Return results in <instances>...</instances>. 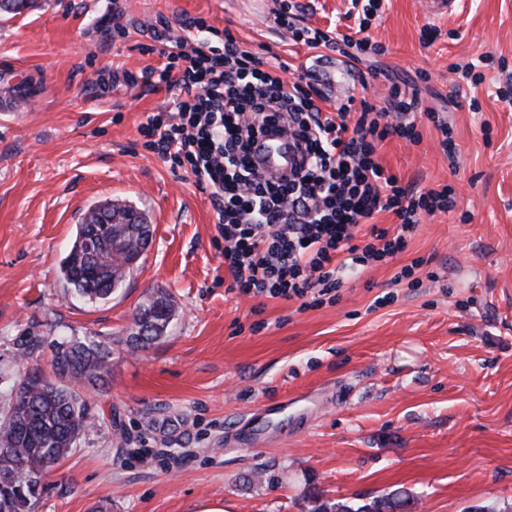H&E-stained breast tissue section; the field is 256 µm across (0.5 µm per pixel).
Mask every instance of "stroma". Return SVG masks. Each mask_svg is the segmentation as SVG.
Segmentation results:
<instances>
[{
	"instance_id": "obj_1",
	"label": "stroma",
	"mask_w": 512,
	"mask_h": 512,
	"mask_svg": "<svg viewBox=\"0 0 512 512\" xmlns=\"http://www.w3.org/2000/svg\"><path fill=\"white\" fill-rule=\"evenodd\" d=\"M300 2L303 25L346 30L350 0ZM280 5L35 0L0 17V387L49 368L52 338L112 349L104 385L81 391L95 426L35 512H308L317 493L361 505L398 489L411 512L512 507V0H384L368 34L386 52L359 62L294 42ZM188 18L311 72L326 110L418 90L450 150L423 117L419 144L391 136L378 156L402 183L447 188L454 208L423 216L405 251L334 302L228 293L207 194L140 133L175 99L148 77L162 64L150 26ZM107 199L145 213L153 242L89 303L67 295L60 262ZM416 259L419 286L395 281ZM160 293L178 306L166 338L131 348L139 305Z\"/></svg>"
}]
</instances>
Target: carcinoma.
I'll return each instance as SVG.
<instances>
[{"label": "carcinoma", "instance_id": "1", "mask_svg": "<svg viewBox=\"0 0 512 512\" xmlns=\"http://www.w3.org/2000/svg\"><path fill=\"white\" fill-rule=\"evenodd\" d=\"M152 240V225L135 207L106 201L88 208L60 264L67 294L91 302L109 299ZM175 313L165 295L146 300L133 317L127 343L146 349L159 342ZM50 346L53 376L31 367L0 389V512H35L56 466L93 427L75 386L104 382L112 365V350L92 337L53 340ZM311 502V512H396L414 505L404 490L361 506L320 496Z\"/></svg>", "mask_w": 512, "mask_h": 512}]
</instances>
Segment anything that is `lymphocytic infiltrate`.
<instances>
[{
    "mask_svg": "<svg viewBox=\"0 0 512 512\" xmlns=\"http://www.w3.org/2000/svg\"><path fill=\"white\" fill-rule=\"evenodd\" d=\"M382 2L365 0L359 39L299 26L298 0H283L275 22L294 41L354 60L384 51L366 36ZM150 30L165 59L153 74L178 96L173 111L149 115L140 132L150 151L191 173L208 193L231 290L284 300L328 295L403 252L422 216L452 208L447 190L403 184L377 157L388 137L418 142L422 116L440 131L442 146L450 145L447 122L418 92L395 86L384 106L351 97L326 111L305 76L287 78L286 62L243 50L232 34L219 47L206 39L189 47L171 36L167 22ZM275 126L296 140L302 155L300 167L277 181L259 176L251 154ZM381 212L396 217L395 229L372 224Z\"/></svg>",
    "mask_w": 512,
    "mask_h": 512,
    "instance_id": "1",
    "label": "lymphocytic infiltrate"
}]
</instances>
